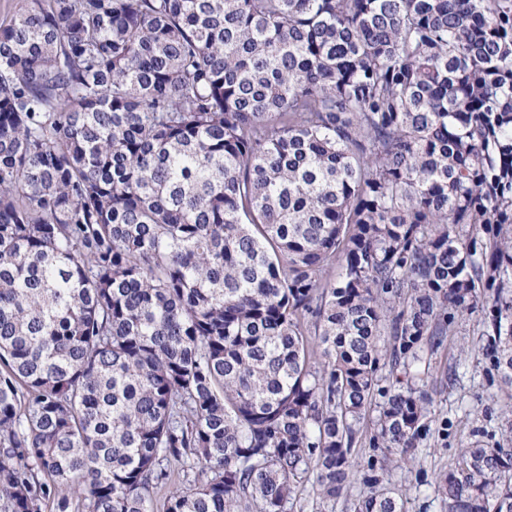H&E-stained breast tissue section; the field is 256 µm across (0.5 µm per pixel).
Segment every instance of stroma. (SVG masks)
<instances>
[{
  "label": "stroma",
  "instance_id": "obj_1",
  "mask_svg": "<svg viewBox=\"0 0 512 512\" xmlns=\"http://www.w3.org/2000/svg\"><path fill=\"white\" fill-rule=\"evenodd\" d=\"M482 331L480 315L458 314L446 335L425 339V368L416 382L429 398L425 427L406 460L386 459L384 449L372 442V424H365L352 452L356 472L342 493L323 499L306 480L297 485L285 512H355L370 490L367 476L377 474L404 493L407 512H446L437 479L473 440L501 439L503 417L512 411V395L490 370Z\"/></svg>",
  "mask_w": 512,
  "mask_h": 512
}]
</instances>
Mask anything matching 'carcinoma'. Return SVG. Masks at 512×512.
Returning <instances> with one entry per match:
<instances>
[{"label": "carcinoma", "mask_w": 512, "mask_h": 512, "mask_svg": "<svg viewBox=\"0 0 512 512\" xmlns=\"http://www.w3.org/2000/svg\"><path fill=\"white\" fill-rule=\"evenodd\" d=\"M512 389V0H30L0 24V512H285L427 336ZM389 368L384 401H373ZM378 486L356 512H406ZM512 512V434L442 474ZM197 478V475L194 477V475L191 474L189 480H187L186 478H183L182 475H178L176 468L172 467L171 477L165 484L159 486L153 494L155 512H163L162 508L164 500L170 493L175 491H186L194 488L195 483H197Z\"/></svg>", "instance_id": "1"}]
</instances>
